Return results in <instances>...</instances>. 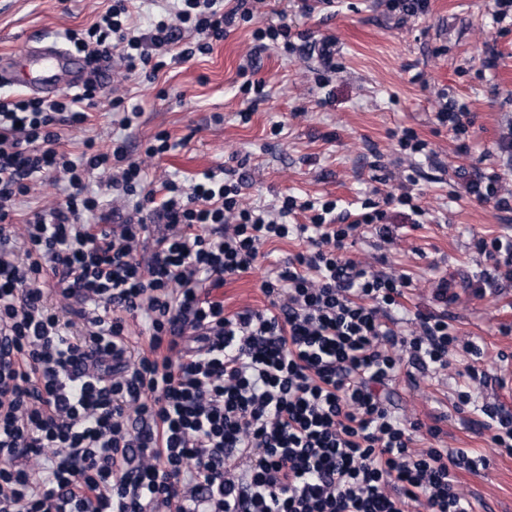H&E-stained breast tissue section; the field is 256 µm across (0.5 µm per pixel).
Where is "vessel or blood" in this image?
I'll list each match as a JSON object with an SVG mask.
<instances>
[{
    "label": "vessel or blood",
    "mask_w": 512,
    "mask_h": 512,
    "mask_svg": "<svg viewBox=\"0 0 512 512\" xmlns=\"http://www.w3.org/2000/svg\"><path fill=\"white\" fill-rule=\"evenodd\" d=\"M84 79L83 58L45 37L28 42L20 65L0 62V85L23 93L47 97L76 88Z\"/></svg>",
    "instance_id": "1"
}]
</instances>
